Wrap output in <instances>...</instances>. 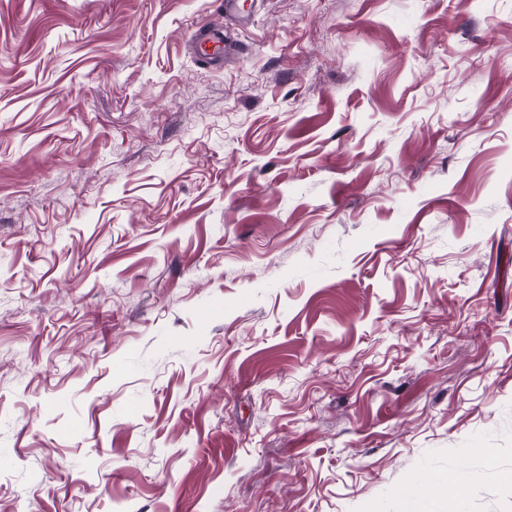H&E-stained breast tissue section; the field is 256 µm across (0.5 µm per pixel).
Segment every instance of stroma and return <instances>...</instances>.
Returning <instances> with one entry per match:
<instances>
[{"mask_svg":"<svg viewBox=\"0 0 512 512\" xmlns=\"http://www.w3.org/2000/svg\"><path fill=\"white\" fill-rule=\"evenodd\" d=\"M248 11L0 0V512H512V0ZM229 48L230 44L224 42V32L206 24L195 30L189 45L196 59L209 65L221 64Z\"/></svg>","mask_w":512,"mask_h":512,"instance_id":"obj_1","label":"stroma"}]
</instances>
